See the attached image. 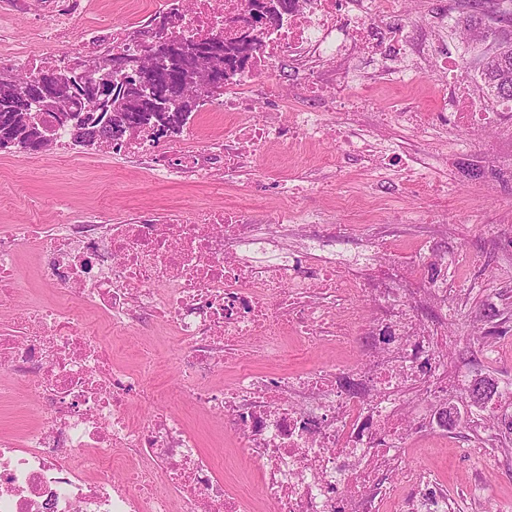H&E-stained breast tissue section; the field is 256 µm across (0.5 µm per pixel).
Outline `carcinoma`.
<instances>
[{"label":"carcinoma","instance_id":"1","mask_svg":"<svg viewBox=\"0 0 512 512\" xmlns=\"http://www.w3.org/2000/svg\"><path fill=\"white\" fill-rule=\"evenodd\" d=\"M466 10L468 26L482 31L484 35L496 36L501 27L512 28V0H459ZM170 19L155 31L153 40L164 46L175 48L188 43L168 37ZM242 55L235 44H226L224 39H210L196 49H187L175 55L168 63L154 69L149 78L172 99L168 109L160 110L148 98L135 97L126 92L121 97H112V83L99 75L91 80L86 93L80 98L67 95L64 89H55L62 75L37 71L18 73L0 84V141H17L14 149L28 154L41 153L49 142L55 140L54 131L58 118L56 111L41 110L42 100L53 91L65 98L61 109L69 112L75 122L63 126L71 139L79 145H110L115 136L123 137L134 125L166 123L171 133L180 132L188 115L198 107L200 97L196 90L185 82V75L193 71L197 59L207 58L213 71L224 72V64ZM478 69L487 94L496 99H512V50L495 49L479 60ZM484 386L473 383L467 390L472 404L483 405L497 393L495 383L482 380Z\"/></svg>","mask_w":512,"mask_h":512}]
</instances>
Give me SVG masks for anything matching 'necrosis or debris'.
<instances>
[{
    "instance_id": "necrosis-or-debris-1",
    "label": "necrosis or debris",
    "mask_w": 512,
    "mask_h": 512,
    "mask_svg": "<svg viewBox=\"0 0 512 512\" xmlns=\"http://www.w3.org/2000/svg\"><path fill=\"white\" fill-rule=\"evenodd\" d=\"M276 33L257 31V50L227 70L224 92L203 109L231 132L202 147L161 151L150 130L137 129L113 148L149 161L160 179L201 185L217 168L247 167L267 141L312 139L319 113L296 112L288 128L273 120L243 122L272 89L281 61L304 72L307 97L321 94L317 59L347 64L361 53L354 34L364 16L340 14L336 0H289ZM248 0H191L175 34L237 33L226 19L249 15ZM72 57L34 55L0 42V69L69 70ZM351 112L336 123L347 154L385 169L391 147L355 132ZM332 224L299 225L292 210L253 223L235 208L171 210L164 219L101 223L60 210L51 225L15 224L0 235V310L16 303L17 255L37 247L59 304H32L0 321V365L28 378L42 421L22 439L0 434V512H446L448 495L431 473L403 464L413 438L402 416L411 391L448 390L447 313L428 329L421 309L448 295L432 265L412 261V288L367 278L333 261L313 260L335 241ZM374 300L365 318L360 300ZM167 327L179 342L175 392L152 383L157 354L142 348L120 361L112 345ZM336 349L330 369L258 376L260 361H281L287 348ZM236 370L227 389L209 386L220 367ZM184 399L218 416L235 439L238 459L257 466L260 497L230 486L175 409ZM152 405L147 420L135 404Z\"/></svg>"
}]
</instances>
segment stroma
I'll return each mask as SVG.
<instances>
[{"label": "stroma", "instance_id": "obj_1", "mask_svg": "<svg viewBox=\"0 0 512 512\" xmlns=\"http://www.w3.org/2000/svg\"><path fill=\"white\" fill-rule=\"evenodd\" d=\"M43 0H29L26 12L10 16L0 29L7 40L25 51L37 54L34 14ZM132 0H83L84 9L73 22L74 33L90 24L119 21L140 30L147 27L144 13L133 10ZM451 0H400L399 7L413 38L430 47L434 54L451 53L457 61L459 81L472 90L478 109L496 113L500 124H512V110L489 101L477 74V62L492 53V40L466 39V23L451 13ZM368 23L378 50L359 56L354 69L334 65L322 71L328 87L351 81L362 91L370 111L394 112L406 108L421 113L424 121L416 127L382 126L367 122L365 130L374 138L397 145L415 159V176L390 174L385 179L367 175L360 160L338 159L332 135L312 142L291 145L280 140L258 153L252 168L225 178L224 189L212 191L203 186H186L171 180L157 181L151 168L139 158L114 154L111 148H78L81 164L62 158L59 147L39 154L0 152V234L15 224H51L55 211L68 206L76 214L99 211L104 223L127 218L133 210L146 209L156 216L176 208L189 213L211 205L231 206L265 214L284 200L282 189L292 179L305 178L307 192L293 205L297 213L321 211L326 223L347 224L352 234L339 245L341 257L363 258L367 276L380 269L405 263L420 244L423 224L445 225L446 233L436 236L431 256L441 263L454 295L448 303V334L453 341L449 352L466 345L461 369L466 382L490 378L512 384V253L497 243L500 227L512 225V138L496 135L493 128H474L439 134L435 122L445 112V98L454 84L432 75L414 77L400 84L384 70L379 49L388 41L390 19L383 0H369ZM281 100L260 99L246 120H263L278 113L288 121L304 103L292 94L296 74L288 63H281L275 75ZM451 158L452 173L448 192L432 195L425 179L439 176L431 159ZM18 309L30 302L54 304L57 293L44 277L39 254L24 248L18 253ZM490 346L495 360L483 357V346ZM0 432L19 434L41 419L38 401L29 399L18 376L0 367ZM471 404L465 392L448 396L451 436L435 431L419 434L406 457L410 466L431 468L438 482L448 489V499L457 512H503L512 506V438L493 429L492 446L497 456L507 459L508 467L488 470L474 468L457 445L481 442V432L469 422ZM182 414L197 432L201 449L216 462L227 463L234 455V441L225 435L222 424L185 406ZM488 485L491 491L479 507H472L469 489Z\"/></svg>", "mask_w": 512, "mask_h": 512}]
</instances>
